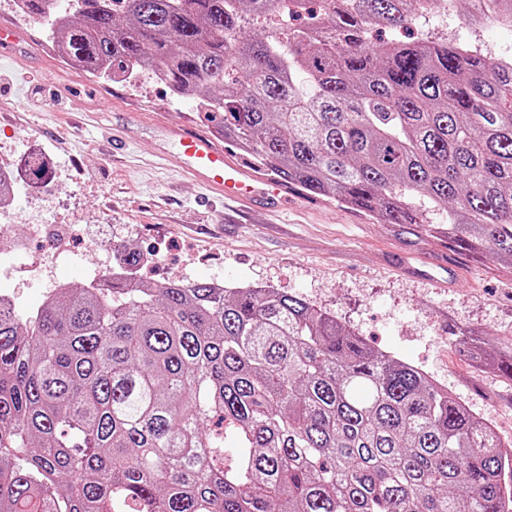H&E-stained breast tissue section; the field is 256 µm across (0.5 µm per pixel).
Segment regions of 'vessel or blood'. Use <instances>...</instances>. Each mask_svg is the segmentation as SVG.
<instances>
[{
    "instance_id": "vessel-or-blood-1",
    "label": "vessel or blood",
    "mask_w": 512,
    "mask_h": 512,
    "mask_svg": "<svg viewBox=\"0 0 512 512\" xmlns=\"http://www.w3.org/2000/svg\"><path fill=\"white\" fill-rule=\"evenodd\" d=\"M175 137L180 168L218 196L242 206H277L285 201L288 186L284 181L263 177L245 162L230 160L213 139L182 130L176 131Z\"/></svg>"
}]
</instances>
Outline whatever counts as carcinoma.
I'll return each instance as SVG.
<instances>
[{"mask_svg":"<svg viewBox=\"0 0 512 512\" xmlns=\"http://www.w3.org/2000/svg\"><path fill=\"white\" fill-rule=\"evenodd\" d=\"M429 2L67 0L50 22L67 63L197 97L279 179L512 264V58L400 38ZM466 2L512 26V0ZM124 256L28 316L0 303V512H512V451L414 363L278 288L147 284ZM448 334L512 379V345Z\"/></svg>","mask_w":512,"mask_h":512,"instance_id":"obj_1","label":"carcinoma"}]
</instances>
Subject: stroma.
<instances>
[{
    "label": "stroma",
    "mask_w": 512,
    "mask_h": 512,
    "mask_svg": "<svg viewBox=\"0 0 512 512\" xmlns=\"http://www.w3.org/2000/svg\"><path fill=\"white\" fill-rule=\"evenodd\" d=\"M0 25L16 42L0 57V156L28 162L46 153L60 174L20 186L0 212V253L21 266L0 271V294L29 315L46 291L31 267L53 255L56 275L88 285V242L101 263L132 248L147 255L142 280L263 284L327 310L372 345L413 362L512 442V380L479 369L449 327L512 342V266L437 239L415 224H380L366 213L294 190L282 207L241 208L183 173L174 130L212 134L196 99L174 97L149 74L99 79L54 56L47 19Z\"/></svg>",
    "instance_id": "1"
}]
</instances>
